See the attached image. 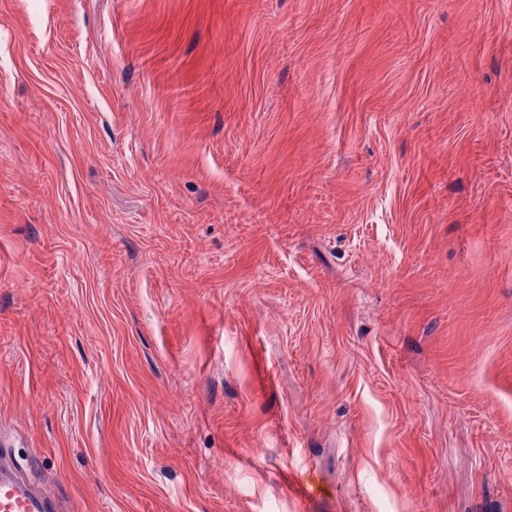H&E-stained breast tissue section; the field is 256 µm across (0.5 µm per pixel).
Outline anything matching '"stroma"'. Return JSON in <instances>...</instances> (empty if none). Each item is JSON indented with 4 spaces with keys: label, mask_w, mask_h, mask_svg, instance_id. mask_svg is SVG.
<instances>
[{
    "label": "stroma",
    "mask_w": 512,
    "mask_h": 512,
    "mask_svg": "<svg viewBox=\"0 0 512 512\" xmlns=\"http://www.w3.org/2000/svg\"><path fill=\"white\" fill-rule=\"evenodd\" d=\"M0 453L512 512V0H0Z\"/></svg>",
    "instance_id": "35a3bbf8"
}]
</instances>
